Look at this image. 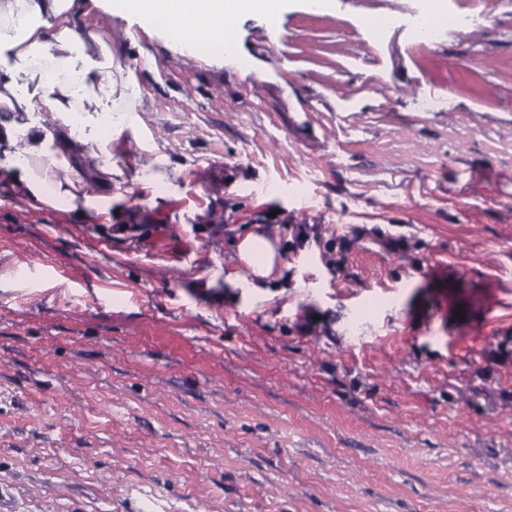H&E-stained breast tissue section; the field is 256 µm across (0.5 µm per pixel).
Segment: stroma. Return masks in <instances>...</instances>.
Instances as JSON below:
<instances>
[{"mask_svg": "<svg viewBox=\"0 0 512 512\" xmlns=\"http://www.w3.org/2000/svg\"><path fill=\"white\" fill-rule=\"evenodd\" d=\"M421 3L113 13L112 213L0 184V512H512V0ZM106 13L112 9L132 13L150 23H160L165 31V46L180 52L188 43V32L221 35L220 39L197 40L192 45L194 54H211L221 46V56L234 55L236 42L224 47L227 27L231 21L244 14H260L275 19L282 14L285 0H90ZM237 254L252 273L249 288L260 291L258 288L262 287L255 283V278L264 279L271 274L278 257L275 245L263 232H251L238 242Z\"/></svg>", "mask_w": 512, "mask_h": 512, "instance_id": "1", "label": "stroma"}]
</instances>
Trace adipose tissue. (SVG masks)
<instances>
[{
    "label": "adipose tissue",
    "mask_w": 512,
    "mask_h": 512,
    "mask_svg": "<svg viewBox=\"0 0 512 512\" xmlns=\"http://www.w3.org/2000/svg\"><path fill=\"white\" fill-rule=\"evenodd\" d=\"M84 0H0V180L33 207L100 211L112 204V153L101 127L112 112V43L82 20ZM162 24L170 51L210 54L244 14L274 19L285 0H91ZM237 254L253 277L267 278L278 257L260 232Z\"/></svg>",
    "instance_id": "1"
}]
</instances>
